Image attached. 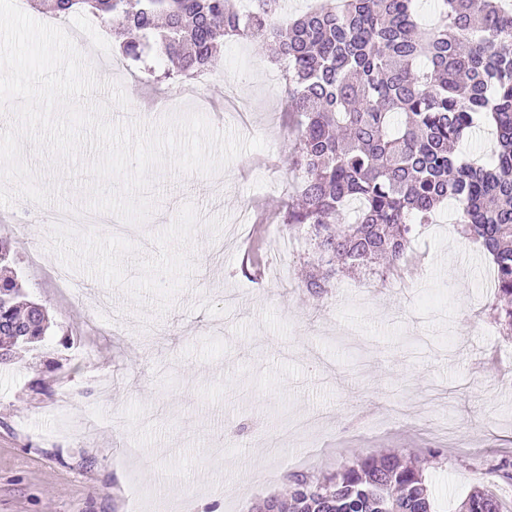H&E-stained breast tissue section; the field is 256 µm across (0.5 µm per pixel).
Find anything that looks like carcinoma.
<instances>
[{
  "label": "carcinoma",
  "mask_w": 512,
  "mask_h": 512,
  "mask_svg": "<svg viewBox=\"0 0 512 512\" xmlns=\"http://www.w3.org/2000/svg\"><path fill=\"white\" fill-rule=\"evenodd\" d=\"M280 2L50 0V12L112 19L122 59L152 52L168 62L164 79L215 68L226 35L264 42L285 65L297 117L288 162L300 178L281 223L313 242L307 292L321 297L349 271H397L416 231L452 201L456 232L492 265L493 318L511 336L512 3L436 0L428 27L416 0H324L286 26L275 22ZM480 127L495 134L490 156L458 157ZM35 306L17 274L0 275V351L13 358L52 331ZM288 484L290 501L271 496L263 512H433L425 468L396 455L368 452L319 477L295 471ZM457 512H503L501 496L477 486Z\"/></svg>",
  "instance_id": "1"
}]
</instances>
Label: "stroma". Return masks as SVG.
<instances>
[{
    "label": "stroma",
    "instance_id": "stroma-1",
    "mask_svg": "<svg viewBox=\"0 0 512 512\" xmlns=\"http://www.w3.org/2000/svg\"><path fill=\"white\" fill-rule=\"evenodd\" d=\"M72 39L129 100L111 121L158 126L195 110L267 147L211 176L156 171L152 215L119 240L101 223L37 253L45 226L30 224L12 268L54 328L0 367V512H171L181 495L231 488L238 512H254L288 472L429 448L448 451L427 476L437 512H454L512 454V337L488 314L491 268L448 223L452 208L416 235L411 287L346 276L315 299L312 245L280 221L293 173L285 80L266 48L226 40L191 101L184 80ZM58 268L109 311L62 291Z\"/></svg>",
    "mask_w": 512,
    "mask_h": 512
}]
</instances>
